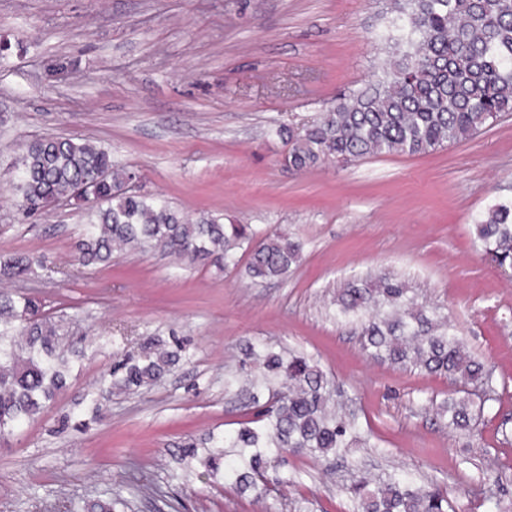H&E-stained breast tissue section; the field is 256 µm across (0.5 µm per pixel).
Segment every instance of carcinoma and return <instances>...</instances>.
<instances>
[{"label":"carcinoma","instance_id":"carcinoma-1","mask_svg":"<svg viewBox=\"0 0 512 512\" xmlns=\"http://www.w3.org/2000/svg\"><path fill=\"white\" fill-rule=\"evenodd\" d=\"M380 36L387 58L381 74L365 88L301 129L278 128L289 144L288 166L306 171L327 161L349 164L381 154H427L470 139L512 113V0H391ZM135 173L112 161L90 140L44 137L23 145L11 169L22 210L44 213L71 200L92 198L89 224L75 249L83 267L112 264L113 253L159 250L187 263L235 266L247 255L254 281L283 279L297 263L301 244L218 215L192 220L166 201L130 188ZM482 252L512 269V195L503 194L473 219ZM39 263L0 254V281L35 272ZM338 313L360 322L362 348L392 365L459 383L448 402V428L470 431L493 399L490 373L469 353L445 317L417 302L408 283L389 272L351 280L336 297ZM71 318L46 308L32 292H0V444L42 414L69 387L72 357L81 340ZM187 358L186 346H164L148 337L136 357L112 366L91 399V419L112 390L136 391L162 382ZM245 358L260 374L253 378L252 418L240 427L200 442H186L183 455L207 477L261 499L288 486V476L270 481L266 464L308 451L326 456L364 447L369 438L342 408L329 409L333 383L315 358L273 352L250 344ZM271 402L260 403L263 392ZM357 512H449L450 502L434 487H417L397 474L371 488L352 487ZM121 498H66L55 512H116Z\"/></svg>","mask_w":512,"mask_h":512}]
</instances>
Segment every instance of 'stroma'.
Segmentation results:
<instances>
[{
  "mask_svg": "<svg viewBox=\"0 0 512 512\" xmlns=\"http://www.w3.org/2000/svg\"><path fill=\"white\" fill-rule=\"evenodd\" d=\"M385 0H0V253L38 257L24 280L73 307L86 358L56 405L0 447V512H50L59 494L115 492L127 512H353L351 487L395 473L445 489L456 512L512 506V276L473 244L472 218L512 184V115L473 139L306 172L288 167L274 125L298 127L378 74ZM57 136L111 150L183 215H224L302 242L287 278L116 254L84 268L85 210L26 220L10 188L21 144ZM390 271L443 307L492 371L496 400L473 432L431 408L452 381L369 357L333 317L350 280ZM190 354L154 387L113 394L80 426L83 399L143 338ZM317 359L371 431L343 458L289 456L286 499H255L180 461L185 441L249 415L246 343Z\"/></svg>",
  "mask_w": 512,
  "mask_h": 512,
  "instance_id": "1",
  "label": "stroma"
}]
</instances>
